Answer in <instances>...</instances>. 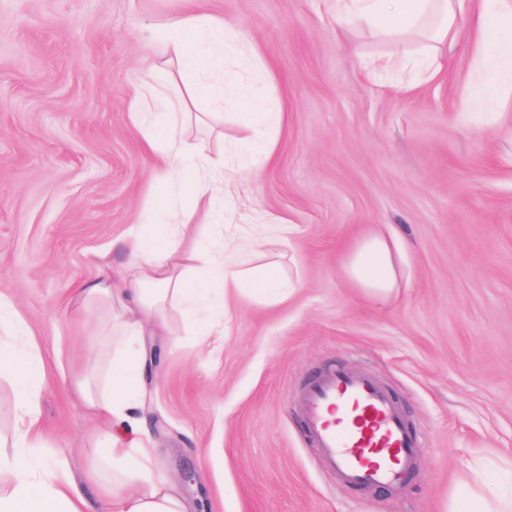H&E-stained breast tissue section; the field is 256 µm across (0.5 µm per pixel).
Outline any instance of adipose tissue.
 <instances>
[{"label":"adipose tissue","mask_w":512,"mask_h":512,"mask_svg":"<svg viewBox=\"0 0 512 512\" xmlns=\"http://www.w3.org/2000/svg\"><path fill=\"white\" fill-rule=\"evenodd\" d=\"M328 6L338 22L362 20L382 33L394 28L420 31L433 45L448 47L455 41L457 16L477 11L470 96L482 110L489 111L503 92L512 90V0H328ZM158 31L185 73L203 74V81L193 88V99L222 98L225 108L236 111L253 127L251 145L258 161L270 158L274 143L268 138L266 127L273 115L267 112L263 95L225 97L224 86L234 74L226 70L220 56L204 48L208 41L234 47L237 38L232 26L190 12L178 21L160 25ZM157 84L141 86L131 105L132 120L142 129L145 147L164 176L204 169V176L192 181L190 192L199 201L210 198L229 187L233 177L226 168L208 166L201 153L185 149L180 135L182 103L151 116ZM164 213L171 221L162 233L132 230L123 240L125 260L120 266H113L109 253H100L98 276L68 291L70 301L78 307L104 309L100 329L103 336H122L136 345L132 356L113 361L108 393L98 392L95 384L85 378L73 384L90 418L103 424L136 420L141 409V375L153 355L147 339L169 331L173 308H181L187 320L201 305L220 314L242 282H250L263 296L277 293L283 286L273 262L242 270L226 261L220 251L197 248L191 256H184L181 234L190 216L170 205ZM407 262V247L396 234L368 232L349 243L338 270L350 287L384 301L398 288ZM195 266L205 269V277L192 274ZM0 373L11 376L21 388L13 451L0 452V472L13 476L9 490L0 493V512H89L86 483L75 476L73 462L64 457L48 462L40 453L39 403L30 386L40 378L42 366L33 347L1 349ZM97 460L99 465L111 468L113 474L132 475L141 482L137 491L105 495V512H187L177 486L154 477L152 448H127L115 441L99 449Z\"/></svg>","instance_id":"adipose-tissue-1"}]
</instances>
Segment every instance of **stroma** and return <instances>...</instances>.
<instances>
[{
    "instance_id": "1",
    "label": "stroma",
    "mask_w": 512,
    "mask_h": 512,
    "mask_svg": "<svg viewBox=\"0 0 512 512\" xmlns=\"http://www.w3.org/2000/svg\"><path fill=\"white\" fill-rule=\"evenodd\" d=\"M197 9L233 25L261 62L235 60L230 97L264 87L276 146L233 196L194 202L144 147L130 106L173 56L156 28ZM475 21L456 22L425 82H380L366 59L401 62L414 40L337 23L323 0H0V294L44 365V453L85 467L99 426L73 395L91 367L99 390L122 354L101 346L92 313L68 290L95 259L121 262L131 229L156 228L175 197L239 234L237 261L279 262L287 300L243 290L208 352L173 316L154 337L145 425L112 424L123 442L147 429L162 474L190 512H448L481 474L487 498L512 491V95L490 114L469 106ZM185 138L220 161L250 131L220 103ZM268 215L291 225L256 243ZM397 232L409 262L379 306L338 273L365 229ZM369 372L424 438L403 486L358 492L322 467L299 395L329 365ZM192 481H185V471Z\"/></svg>"
}]
</instances>
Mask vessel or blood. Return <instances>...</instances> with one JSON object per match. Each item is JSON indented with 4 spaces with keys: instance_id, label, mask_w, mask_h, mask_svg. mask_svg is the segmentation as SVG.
I'll return each instance as SVG.
<instances>
[{
    "instance_id": "1",
    "label": "vessel or blood",
    "mask_w": 512,
    "mask_h": 512,
    "mask_svg": "<svg viewBox=\"0 0 512 512\" xmlns=\"http://www.w3.org/2000/svg\"><path fill=\"white\" fill-rule=\"evenodd\" d=\"M301 399L305 435L345 484L374 491L406 483L420 443L385 388L337 366L312 378Z\"/></svg>"
}]
</instances>
